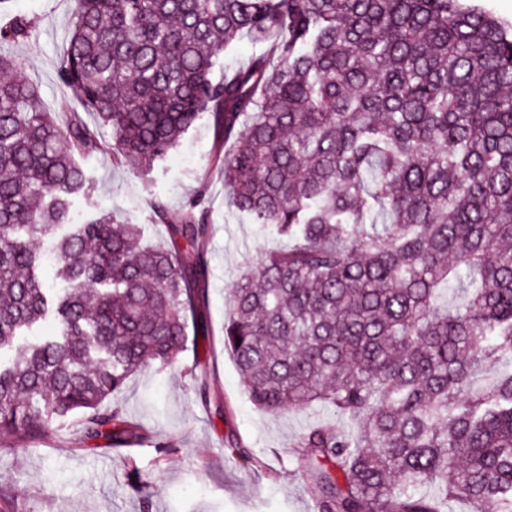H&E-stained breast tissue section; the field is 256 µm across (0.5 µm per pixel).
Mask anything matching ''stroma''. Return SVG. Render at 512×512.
<instances>
[{"mask_svg":"<svg viewBox=\"0 0 512 512\" xmlns=\"http://www.w3.org/2000/svg\"><path fill=\"white\" fill-rule=\"evenodd\" d=\"M74 9V0H0V27L16 17L34 24L29 41L9 52L53 108L65 93L57 63ZM214 145L212 127L203 120L145 175L114 165L103 151L78 156L89 191L74 204L76 218L107 213L117 223L141 225L149 245L165 242L152 218L154 199L176 212L208 190L210 334L166 368L131 376L113 398V406L143 427L148 443L89 450L69 420L29 447L0 444V492L12 497L15 512H315L310 478L297 468L292 448L308 427L331 419V412L316 407L273 415L258 409L224 349L228 289L244 256L259 255L271 242L225 203L224 174L210 163ZM204 368L210 372L208 405L196 394L195 376ZM236 442L254 454L257 467L225 457V448Z\"/></svg>","mask_w":512,"mask_h":512,"instance_id":"35a3bbf8","label":"stroma"}]
</instances>
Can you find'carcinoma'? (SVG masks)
I'll return each instance as SVG.
<instances>
[{
	"instance_id": "1",
	"label": "carcinoma",
	"mask_w": 512,
	"mask_h": 512,
	"mask_svg": "<svg viewBox=\"0 0 512 512\" xmlns=\"http://www.w3.org/2000/svg\"><path fill=\"white\" fill-rule=\"evenodd\" d=\"M76 2L67 124L0 53V435L144 438L110 400L209 335L207 192L155 200L166 243L141 246L73 222L74 153L144 173L206 114L231 205L288 241L243 260L224 350L260 409L336 412L297 442L318 512H512V23L468 0ZM242 38L262 52L216 79Z\"/></svg>"
}]
</instances>
